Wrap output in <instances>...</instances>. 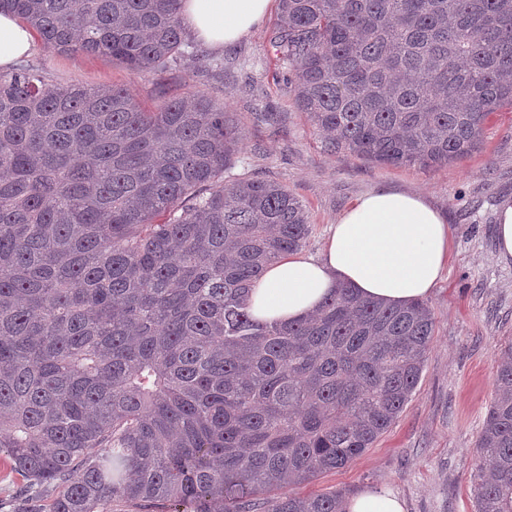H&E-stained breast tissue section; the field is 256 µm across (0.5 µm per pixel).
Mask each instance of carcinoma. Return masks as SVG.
<instances>
[{"mask_svg":"<svg viewBox=\"0 0 512 512\" xmlns=\"http://www.w3.org/2000/svg\"><path fill=\"white\" fill-rule=\"evenodd\" d=\"M268 42L326 151L399 167L477 149L512 106V0H279ZM60 54L162 74L180 0H0ZM246 135L204 95L0 72V460L17 512H340L284 489L342 468L399 418L435 321L343 288L316 314L248 311L309 213L280 183L224 180ZM470 475L512 512V342Z\"/></svg>","mask_w":512,"mask_h":512,"instance_id":"1","label":"carcinoma"}]
</instances>
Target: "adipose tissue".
Here are the masks:
<instances>
[{
	"mask_svg": "<svg viewBox=\"0 0 512 512\" xmlns=\"http://www.w3.org/2000/svg\"><path fill=\"white\" fill-rule=\"evenodd\" d=\"M273 0H181L183 28L196 42L220 51L265 20ZM35 32L0 13V72L33 55ZM449 227L418 194L373 191L356 198L330 227L319 259L290 254L255 283L249 310L261 321L292 322L318 309L338 287L390 305L432 296L448 266ZM345 512H406L387 488H366L345 499Z\"/></svg>",
	"mask_w": 512,
	"mask_h": 512,
	"instance_id": "adipose-tissue-1",
	"label": "adipose tissue"
}]
</instances>
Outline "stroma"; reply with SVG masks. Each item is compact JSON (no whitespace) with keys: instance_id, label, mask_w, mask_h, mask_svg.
<instances>
[{"instance_id":"35a3bbf8","label":"stroma","mask_w":512,"mask_h":512,"mask_svg":"<svg viewBox=\"0 0 512 512\" xmlns=\"http://www.w3.org/2000/svg\"><path fill=\"white\" fill-rule=\"evenodd\" d=\"M271 25L264 20L214 52L224 67L207 74L190 50L159 77L131 74L109 55H60L41 44L29 64L50 84H115L146 106L197 91L223 102L246 132L232 176L275 180L307 206L306 257L320 256L330 225L357 197L381 189L426 193L448 222L452 255L427 300L435 331L419 384L373 448L304 490L349 496L385 487L403 498L406 512H473L469 476L493 398L495 355L512 340V262L499 259L495 240L498 205L512 197V107L492 115L477 150L444 166L391 167L329 153L277 76Z\"/></svg>"}]
</instances>
